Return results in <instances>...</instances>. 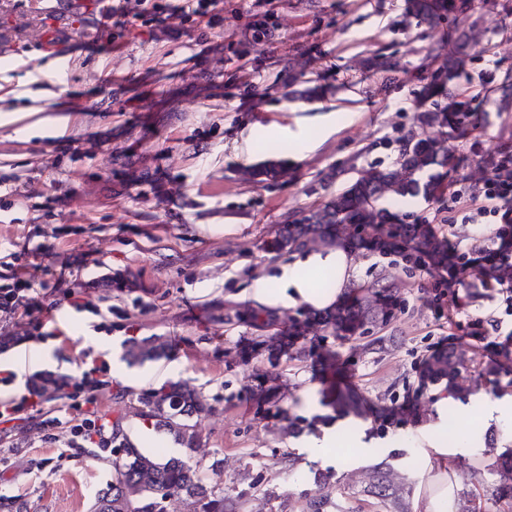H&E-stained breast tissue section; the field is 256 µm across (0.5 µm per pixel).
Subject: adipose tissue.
Segmentation results:
<instances>
[{"instance_id":"obj_1","label":"adipose tissue","mask_w":512,"mask_h":512,"mask_svg":"<svg viewBox=\"0 0 512 512\" xmlns=\"http://www.w3.org/2000/svg\"><path fill=\"white\" fill-rule=\"evenodd\" d=\"M332 268L336 271V287L344 289L345 285L353 276L350 261L347 255L339 250L327 254L315 253L292 263L282 264L279 268L277 280L279 290H271L268 279L259 278L254 280L250 288L251 298L260 304L280 303L286 306L295 304L296 301H303L312 307L322 308L332 301L331 296L317 293L310 288L304 278L307 269Z\"/></svg>"}]
</instances>
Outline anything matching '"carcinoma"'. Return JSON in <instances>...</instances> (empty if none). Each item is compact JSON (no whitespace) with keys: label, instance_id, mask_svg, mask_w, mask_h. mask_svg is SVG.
<instances>
[{"label":"carcinoma","instance_id":"obj_1","mask_svg":"<svg viewBox=\"0 0 512 512\" xmlns=\"http://www.w3.org/2000/svg\"><path fill=\"white\" fill-rule=\"evenodd\" d=\"M471 0H413L418 22L435 24L458 12L471 9ZM445 73H435L424 87L419 123L426 128L423 136L408 138L394 165L371 168L324 206L308 211L299 220L283 224L267 242L270 251H302L313 246L345 245L351 252L366 257L400 254L406 261L422 264L430 259L448 261V243L436 236L426 224H408L381 206L388 194L402 198L422 195L428 199L443 196L454 181L455 165L448 154L450 139H464L471 130L469 101L449 94L448 83L454 78L456 62L448 60ZM370 290L373 299L364 300L348 294L333 312L321 317L319 324L329 336H354L366 325L387 324L397 306L396 287L379 278ZM276 312L251 306L224 314V321L244 324L259 332L241 349V358L264 350L269 359H277L308 335L310 321L293 322L288 332L275 328ZM167 351L156 336L133 342L128 353L130 363L158 360ZM436 379L448 380L453 387L459 376L453 352L441 351L427 363ZM250 398L258 408L276 406V393L259 382L251 388ZM135 415L159 429L172 433L191 450L198 441L197 423L211 412L204 396L187 381L165 384L136 395ZM112 477L94 496L89 512H167V501L180 494L192 512H237L245 492L234 486L220 487L210 474L220 471L221 460L206 464L200 460L170 458L161 461L145 454L128 442L120 421L112 425ZM494 480L486 493L496 502H505L503 512H512V497L504 490L512 487V459L505 466L493 464ZM386 473L373 469L368 492L385 502L390 500ZM333 490L327 487L319 495L305 500L304 512H327ZM31 504L21 498L0 497V512H31Z\"/></svg>","mask_w":512,"mask_h":512}]
</instances>
